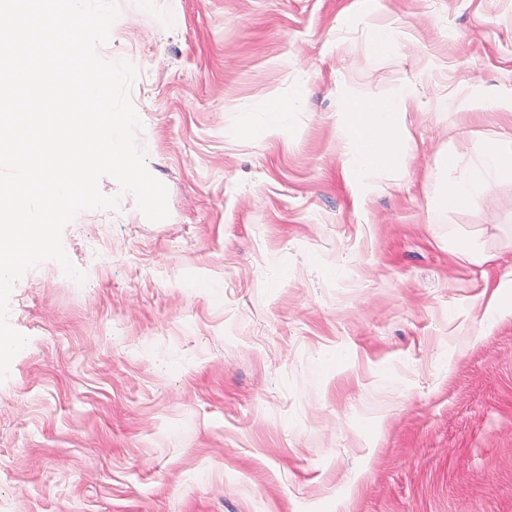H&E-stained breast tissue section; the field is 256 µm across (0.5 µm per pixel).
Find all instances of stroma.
I'll use <instances>...</instances> for the list:
<instances>
[{
  "label": "stroma",
  "mask_w": 512,
  "mask_h": 512,
  "mask_svg": "<svg viewBox=\"0 0 512 512\" xmlns=\"http://www.w3.org/2000/svg\"><path fill=\"white\" fill-rule=\"evenodd\" d=\"M136 143L168 192L62 232L16 281L0 512H512V179L460 212L440 159L512 135V0H117ZM392 49L379 54V30ZM401 162L345 168L355 97ZM454 110H440L445 99ZM272 99L290 125L248 126ZM476 240L490 262L461 260ZM483 311V319L491 320L505 310H512V280L501 282Z\"/></svg>",
  "instance_id": "1"
}]
</instances>
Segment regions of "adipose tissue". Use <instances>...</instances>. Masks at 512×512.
Instances as JSON below:
<instances>
[{"mask_svg": "<svg viewBox=\"0 0 512 512\" xmlns=\"http://www.w3.org/2000/svg\"><path fill=\"white\" fill-rule=\"evenodd\" d=\"M401 97L354 98L346 109V157L349 170L364 174L403 160L410 152L406 134L397 129L396 116L405 110ZM512 177V140L486 139L478 146L468 176L449 181L436 206L459 211L491 189L501 177Z\"/></svg>", "mask_w": 512, "mask_h": 512, "instance_id": "1", "label": "adipose tissue"}]
</instances>
